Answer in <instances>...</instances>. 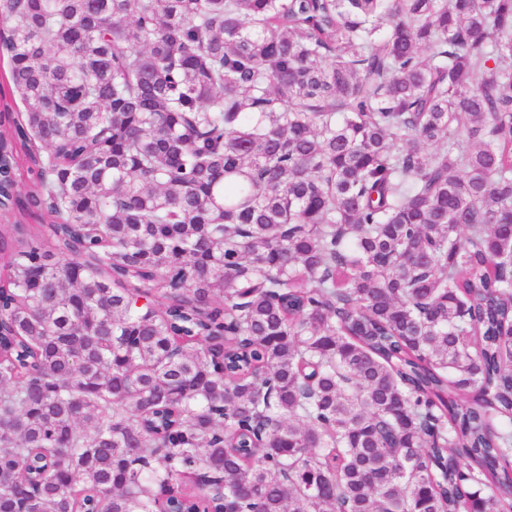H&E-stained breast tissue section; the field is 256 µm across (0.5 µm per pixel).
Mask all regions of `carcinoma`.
Segmentation results:
<instances>
[{
	"label": "carcinoma",
	"instance_id": "cac0c4a2",
	"mask_svg": "<svg viewBox=\"0 0 512 512\" xmlns=\"http://www.w3.org/2000/svg\"><path fill=\"white\" fill-rule=\"evenodd\" d=\"M0 20V512H512V0Z\"/></svg>",
	"mask_w": 512,
	"mask_h": 512
}]
</instances>
